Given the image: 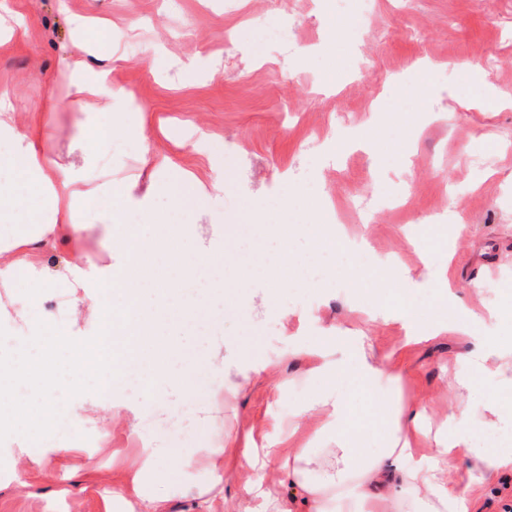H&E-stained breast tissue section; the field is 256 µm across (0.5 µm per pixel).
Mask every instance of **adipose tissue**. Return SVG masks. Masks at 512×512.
<instances>
[{
  "label": "adipose tissue",
  "mask_w": 512,
  "mask_h": 512,
  "mask_svg": "<svg viewBox=\"0 0 512 512\" xmlns=\"http://www.w3.org/2000/svg\"><path fill=\"white\" fill-rule=\"evenodd\" d=\"M62 61L73 71L74 96L102 100L104 111H111L113 102L121 98L112 84L111 70L88 72L82 61L69 54ZM14 111L11 94L0 91V215L12 214L26 227L23 234L6 237V245H29L63 230L81 235L84 225L73 221L78 169L44 156L41 116L19 128L13 123ZM48 208L55 215L50 223L42 220ZM307 360L318 380L317 402L331 410V422L319 432L336 436L332 448L294 449L288 464L286 474L300 488L307 512H330L335 500L341 512H350L348 505L353 501L360 504V512H468L469 487L512 466V446L472 444L475 434L494 432L498 419L504 418L497 395L485 398L483 407L492 414L488 420L475 419L470 406L449 407L448 420L457 429L448 439L437 441L434 454L422 464L415 461L410 442L418 431L419 412L398 407L390 394L380 390L383 382L401 379L396 364L344 357L329 363L314 353ZM467 361L469 371L460 381L462 387L474 388L492 374L512 391V361L489 347L470 352ZM358 389L368 394L371 408L368 422L361 426L350 419Z\"/></svg>",
  "instance_id": "ef3b65f1"
}]
</instances>
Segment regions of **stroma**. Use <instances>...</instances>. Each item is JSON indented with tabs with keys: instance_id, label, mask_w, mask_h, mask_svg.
Listing matches in <instances>:
<instances>
[{
	"instance_id": "35a3bbf8",
	"label": "stroma",
	"mask_w": 512,
	"mask_h": 512,
	"mask_svg": "<svg viewBox=\"0 0 512 512\" xmlns=\"http://www.w3.org/2000/svg\"><path fill=\"white\" fill-rule=\"evenodd\" d=\"M23 16L0 41V90L16 103L18 125L33 109L46 113L42 149L60 164L76 157L80 132L95 134L97 104L74 100L64 53L83 54L96 69L111 67L123 91L112 134L91 142L75 199L82 236L57 235L55 251L21 250L39 267L45 287H0V300L38 312L77 340L101 328L103 310L84 303L100 291L101 269L120 267L125 253L107 249L99 225L107 182L125 185L123 218L171 215L185 252L205 241L216 256L260 260L290 249L310 253L296 224H339L340 239L312 287L279 288L259 326L249 316L267 293L264 279L241 282L225 269L223 289L205 302L222 310L217 334L179 328L175 334L217 394L199 416L181 401L174 373L153 385L131 378L75 397L55 392L69 420L33 442L21 435L0 443V512H305L296 485L276 472L297 444L331 448L316 428L329 419L315 403L306 348L336 359L344 341L369 360L402 367L384 391L423 410L416 459L448 437V409L480 402L495 378L456 388L464 355L496 341L512 357V104L482 108L469 98L490 84L512 95V0H374L358 35L334 18L328 0H0V17ZM96 21L75 29L73 18ZM279 23L289 55L268 42L257 19ZM112 31L113 62L96 58L99 26ZM382 124L383 165L361 150L337 153L345 130ZM111 180H104L103 171ZM205 196L204 209H174L180 183ZM366 198L368 208L351 202ZM287 202L276 217L289 235L258 240L260 204ZM461 212L462 233L424 227V219ZM408 272L415 306H427L448 282L466 311L478 314L472 334L439 324L433 335L403 321L400 291L365 299L359 283L333 266ZM82 287H74L75 278ZM245 382L236 397L224 385ZM251 458L226 471L214 453L226 436ZM179 449L190 466L158 475L148 462L157 445ZM136 490L119 497L127 484ZM475 512L512 504V469L472 487Z\"/></svg>"
}]
</instances>
